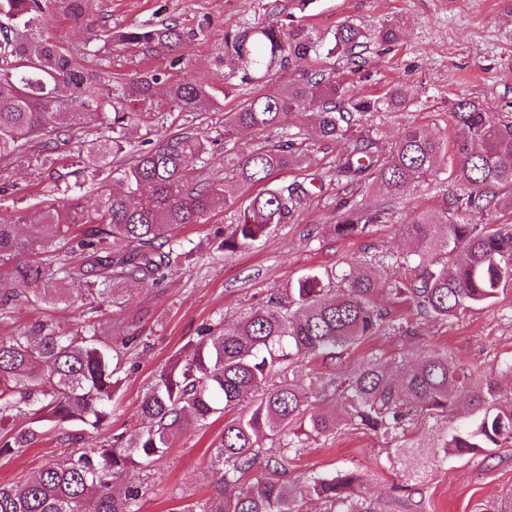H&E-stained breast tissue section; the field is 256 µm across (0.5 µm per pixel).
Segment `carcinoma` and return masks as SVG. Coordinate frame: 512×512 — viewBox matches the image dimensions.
<instances>
[{"label": "carcinoma", "mask_w": 512, "mask_h": 512, "mask_svg": "<svg viewBox=\"0 0 512 512\" xmlns=\"http://www.w3.org/2000/svg\"><path fill=\"white\" fill-rule=\"evenodd\" d=\"M52 0H0V170L28 147L54 150L91 121L110 131L88 144L80 156L94 173L110 167L88 208L81 197L53 199L27 239L14 224H0V319L21 300L45 310L67 295L59 281L83 289L93 309L112 306V283L130 280L154 286L185 254L176 233L199 224L219 199L234 209L217 249L236 252L290 223L323 185L275 183L273 176L304 158L310 136L351 139L328 174L319 177L336 190V237L365 232L386 210L366 212L356 202L372 186L395 197L413 183L437 175L447 145L419 126H407L386 145L370 136L352 137L353 128L383 114L406 110L413 91L400 83L384 95H363L335 73L306 70L285 87L266 89L224 115V142L235 131L267 134L268 144L244 156L224 157V176L200 178L193 163L206 145L197 134L159 136L158 144L126 153L125 131L146 116L162 119L178 112H209L206 89L191 82L169 83L145 71L117 91L105 72L89 65L41 32ZM68 21L88 20L93 0H59ZM174 28H134L124 45L170 42ZM401 29L383 24L369 30L344 22L326 39L296 26L283 40L272 26L256 24L224 37L232 73L255 81L273 65L291 58L337 56L350 72L362 69L374 44L392 46ZM450 113L466 140L459 161L452 215L421 214L401 232L417 250L388 257L392 273L353 259L336 271H310L286 285L266 305L233 327L210 326L199 342L173 359L144 392L139 412L145 426L128 438L114 433L106 442L83 446L85 434L110 424L112 396L122 382L124 349L137 337L112 341L92 325L66 333L52 321L0 336V422L25 417L29 424L0 440V455L21 454L45 436L41 423L63 422L68 455L48 462L33 477L0 485V512H138L141 489L120 494L112 484L127 472L144 470L167 454L189 425H203L229 412L212 463L219 466L224 494L182 512H300L307 497L324 501V512H388L378 501L357 494L363 478L340 471L297 485L282 476L295 459L297 432L328 437L345 425L381 435L393 444L388 461L405 468L399 487L408 503L418 493L429 462L500 448L512 442V395L492 378L476 375L446 351L417 358L408 349L384 367L378 358L349 356L365 340L393 335L419 344L409 325L395 323L376 299L386 292L410 302L418 312L447 322L497 299L512 283V225L496 224L499 210H512V120L493 121L482 102L460 99ZM123 154V163L111 167ZM237 184L243 202L226 197L224 183ZM508 189L511 194L503 195ZM317 360L327 369L305 388L289 378L291 368ZM331 400L327 411L315 403ZM443 420L435 435L417 428L420 417ZM278 437L273 454L264 438ZM264 472L253 475L259 467Z\"/></svg>", "instance_id": "carcinoma-1"}]
</instances>
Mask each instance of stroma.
<instances>
[{"label":"stroma","instance_id":"1","mask_svg":"<svg viewBox=\"0 0 512 512\" xmlns=\"http://www.w3.org/2000/svg\"><path fill=\"white\" fill-rule=\"evenodd\" d=\"M330 35L349 21L368 29L386 21L397 23L403 35L392 50L373 48L360 73L351 81L357 90L381 95L390 86L410 83L415 100L406 111L379 125L377 135L388 142L406 126L418 125L431 135L456 143L461 133L449 109L460 98L483 102L494 120L512 118V0H312L303 10L294 0H95L90 28L60 14L50 15L47 35L74 52L97 51L99 63L113 84L129 82L140 72L154 70L171 82L205 86L215 106L205 113H174L164 122L168 134L199 133L210 142L204 174L224 170V115L236 111L256 88L230 85L224 66V35L257 22L281 25L287 21ZM175 27L179 38L164 48L126 46L112 49L108 34L134 27ZM80 141L49 154L33 148L19 155L0 179V219L19 214L36 219L45 199L81 195L94 206L97 195L90 175L73 160ZM347 141L310 140L306 160L291 166L280 181H303L324 174ZM451 165L436 179L408 187L389 198L367 188L359 198L364 209L387 205L384 222L366 233L337 238L333 226V197L311 201L294 223L281 224L235 253L217 251L216 240L230 224L233 212L217 206L201 223L179 230L193 252L170 269L159 285L144 287L132 281L114 283L112 305L85 314L79 293L52 310L54 322L67 332L83 320L99 333L119 340L140 339L129 352L124 379L112 403L108 428L88 434L87 445H100L111 434L132 435L142 427L140 398L156 373L174 355L199 339L208 325L232 326L248 309L263 306L312 268H343L361 258L375 262L385 253L405 256L413 242L400 232L420 213L444 214L454 188ZM392 316L408 321L420 336L419 351L452 353L466 366L492 375L512 361V285L496 301L466 312L458 320L440 323L416 313L404 302L380 296ZM223 421L183 430L169 453L151 468L127 474L140 485L139 512H182L185 505L203 503L223 491L219 473L210 465V450L220 441ZM65 424H50L44 442L13 456H0V484L11 485L34 474L48 461L67 456L62 441ZM384 439L372 433L342 428L329 437L306 436L288 474V481L307 480L338 471H354L364 479L362 493L391 502L404 482L401 467H390ZM512 494V446L494 448L429 468L419 485V507L412 512H479L481 506Z\"/></svg>","mask_w":512,"mask_h":512}]
</instances>
